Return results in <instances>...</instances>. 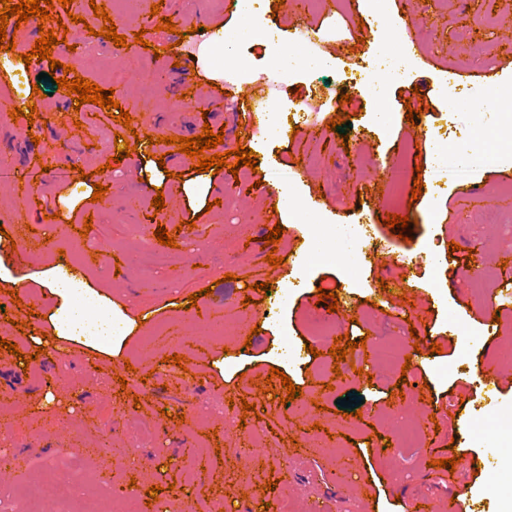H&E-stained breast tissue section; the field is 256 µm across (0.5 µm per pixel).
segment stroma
Segmentation results:
<instances>
[{
    "label": "stroma",
    "mask_w": 512,
    "mask_h": 512,
    "mask_svg": "<svg viewBox=\"0 0 512 512\" xmlns=\"http://www.w3.org/2000/svg\"><path fill=\"white\" fill-rule=\"evenodd\" d=\"M131 19L118 27L124 35L144 31L149 45L122 50L98 36L102 19L95 17L89 0H73L68 11L81 16L69 24L67 40L55 45L51 60L31 64L20 61L39 37L38 18H29L15 36L16 49L0 52V99L26 107L35 101L33 119L0 117V161L17 164L31 178H42V166L52 177L43 180L41 202L25 207L19 183L0 179V217L17 250L27 252L25 269L42 268L41 254L57 256L62 270L74 268L69 255L59 254L60 243L52 230L72 235L92 221L89 241L102 248L90 276L105 285L112 298L146 322L137 339L156 335L153 349L124 352L114 361L94 364L80 345L63 342L39 355L29 365L16 356L0 353V456L38 459L64 449L67 458L98 472L119 490H133L141 512L146 491L160 488L159 500L173 499L169 484L185 489L196 502L195 512H258L269 502L268 512L287 507L288 512H445L449 493L463 496L470 512H503L506 497L495 495L501 471L503 443L496 424L512 423V361L499 367L500 386H484L476 372L480 362L502 347H512V309H501L500 322L484 320L489 300L500 292L508 273L500 256L512 252V207L499 205L512 194V120L502 117L493 92L449 84L452 72L464 75L493 70L497 82H512V0H428L415 24L404 31L414 40V65L387 76L379 66L383 44L357 43L359 25L381 31L395 19L394 0H257L266 15V27L288 37L298 22L320 27L326 38L325 53L340 57L346 69L312 71L287 67L284 76L267 87V107L290 114L299 130L294 139L256 133L246 150L255 151L256 167H239L244 189L220 192L233 175L228 171L209 177L207 189L191 193L182 183L199 180L190 169L191 158L165 148L164 163L139 153L107 168L111 152L103 133L122 131L106 109L92 103L77 104L52 83L38 81L39 73L62 76L63 65L77 75L114 89L124 109L134 110L132 126L151 136L199 135L203 125L224 130L235 144L236 116L248 109L244 100L223 99L220 73L196 66V48L203 33H191L198 14H206L215 33L241 30L243 14L236 0H199L189 9L186 0H165L162 16L171 18L175 32L147 31L154 0H130ZM55 7V14H63ZM186 40H178V33ZM167 45L165 57L155 58L153 44ZM276 59L262 36L242 37L236 64L241 86L261 83ZM205 83L207 96H182L175 82L184 72ZM420 88L425 108L419 127L406 121L404 96ZM41 97L32 98L33 89ZM351 103L347 134L320 132L309 141L317 114L329 112L343 94ZM390 115L379 124L376 112ZM469 155L468 167L449 175L447 158L459 151ZM397 160L407 168L422 165L424 184L419 199H412V182L401 187L381 183L376 169L382 160ZM303 165L307 175L294 183L300 203L290 211H272V199L254 190L256 180L291 182L290 171ZM153 168L155 185L164 194L163 210L143 200L136 213L127 204L141 186L138 174ZM90 172L89 180L78 178ZM488 184L490 198L480 210L453 218L449 205L460 189L471 183ZM105 185L101 201H92L95 184ZM330 193L326 205L313 207L316 189ZM404 202L396 204L393 193ZM411 216L405 237L383 226L386 214ZM198 219L203 236L181 228V221ZM286 223L288 235L278 244L285 262L277 269L264 265L267 255L260 239L276 222ZM367 224L366 235L338 237L329 225ZM161 226L174 232L176 247L156 250L150 281H143L139 262L122 243L131 225ZM458 251H450V243ZM435 255L421 265L408 256ZM477 250L486 279V293H471L472 269L466 262ZM403 275L408 298L420 312L406 319L404 312L382 313L375 306L384 291L378 281L387 271V259ZM301 274H294V267ZM271 282L267 292L246 294L245 285ZM213 287L200 295L201 284ZM338 294L344 310L338 311L340 332L366 345L334 362L328 344H320V357L307 347L306 313L314 307L318 288ZM198 294L196 306L187 298ZM253 304L244 305L245 296ZM20 304L8 306L0 317V338L17 343L21 352L34 348L14 321H28L47 329L44 318L52 306L38 285L20 291ZM34 305L27 315L26 305ZM222 309L225 320L239 323L236 337L210 336L211 317L204 308ZM400 338L394 361H410L400 373L393 361L374 356L381 341ZM295 345V360L284 372L303 395L295 401L266 403L258 415L244 416L243 402H256L257 382L263 381L273 361L271 351L284 340ZM440 344L438 354L415 355V341ZM188 360L186 368L169 363L173 354ZM224 367H216L218 357ZM343 381L334 390H321L333 367ZM362 375H355V368ZM402 396H394L395 387ZM357 392L361 417L334 413L336 400ZM70 402L69 415L38 411L45 395ZM422 426L425 444L419 448L395 447L396 425ZM121 448L146 447L137 462L98 451L103 430ZM463 455L465 463L448 470L438 462ZM357 458L354 482L337 488L336 474L343 461ZM278 486L264 491L269 478Z\"/></svg>",
    "instance_id": "obj_1"
}]
</instances>
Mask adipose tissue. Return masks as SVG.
<instances>
[{
  "instance_id": "ef3b65f1",
  "label": "adipose tissue",
  "mask_w": 512,
  "mask_h": 512,
  "mask_svg": "<svg viewBox=\"0 0 512 512\" xmlns=\"http://www.w3.org/2000/svg\"><path fill=\"white\" fill-rule=\"evenodd\" d=\"M37 284L55 298L48 321L57 340L74 342L97 356H112L131 339L135 319L111 297L96 289L87 274L61 277L58 264H51L36 276L0 273V286L19 289Z\"/></svg>"
}]
</instances>
